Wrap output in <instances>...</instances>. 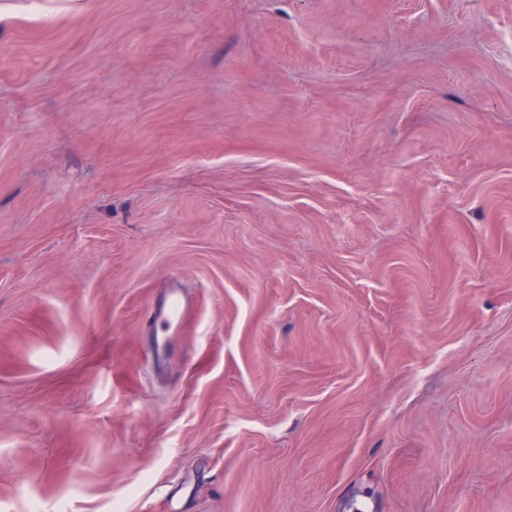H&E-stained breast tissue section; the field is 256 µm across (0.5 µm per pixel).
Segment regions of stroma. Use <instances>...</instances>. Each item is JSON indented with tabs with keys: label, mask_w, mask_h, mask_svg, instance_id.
<instances>
[{
	"label": "stroma",
	"mask_w": 512,
	"mask_h": 512,
	"mask_svg": "<svg viewBox=\"0 0 512 512\" xmlns=\"http://www.w3.org/2000/svg\"><path fill=\"white\" fill-rule=\"evenodd\" d=\"M0 512H512V0H0ZM165 299L154 308L152 321L155 326L160 325L166 332L175 328L186 311L188 301L179 289L177 280L170 282Z\"/></svg>",
	"instance_id": "35a3bbf8"
}]
</instances>
